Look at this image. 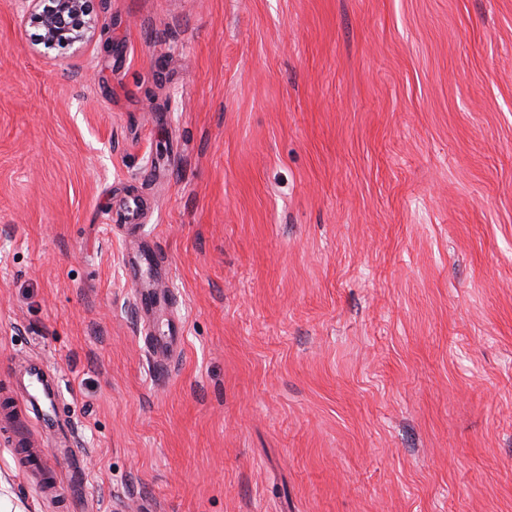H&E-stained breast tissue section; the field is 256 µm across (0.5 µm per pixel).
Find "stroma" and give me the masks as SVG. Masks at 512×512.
Wrapping results in <instances>:
<instances>
[{
    "instance_id": "35a3bbf8",
    "label": "stroma",
    "mask_w": 512,
    "mask_h": 512,
    "mask_svg": "<svg viewBox=\"0 0 512 512\" xmlns=\"http://www.w3.org/2000/svg\"><path fill=\"white\" fill-rule=\"evenodd\" d=\"M91 9L0 0V512H512V0ZM14 2L19 12L41 26L43 38L40 40L48 46L67 48L84 44L92 38L97 27L91 17V0H51L50 6L44 5L45 0Z\"/></svg>"
}]
</instances>
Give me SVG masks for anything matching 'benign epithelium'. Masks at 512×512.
<instances>
[{
	"label": "benign epithelium",
	"mask_w": 512,
	"mask_h": 512,
	"mask_svg": "<svg viewBox=\"0 0 512 512\" xmlns=\"http://www.w3.org/2000/svg\"><path fill=\"white\" fill-rule=\"evenodd\" d=\"M91 0H15L19 12L41 26L43 42L49 46L72 47L88 42L96 29L91 17Z\"/></svg>",
	"instance_id": "7a95c632"
}]
</instances>
